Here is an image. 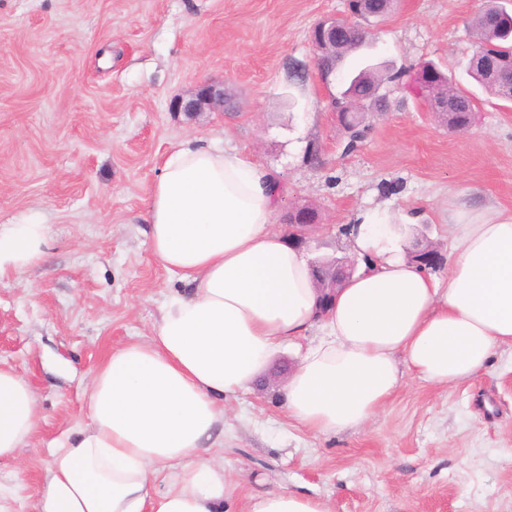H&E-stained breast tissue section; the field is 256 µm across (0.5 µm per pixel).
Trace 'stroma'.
Instances as JSON below:
<instances>
[{"label":"stroma","mask_w":512,"mask_h":512,"mask_svg":"<svg viewBox=\"0 0 512 512\" xmlns=\"http://www.w3.org/2000/svg\"><path fill=\"white\" fill-rule=\"evenodd\" d=\"M482 0H396L345 70L393 65L388 105L348 149L309 33L348 0H0V224H45L49 258L0 278V363L39 395L36 432L0 463V512H32L51 450L86 418L92 370L111 348L147 339L182 290L153 258L146 222L163 155L188 138L235 148L271 169L282 202L316 208L307 255L351 254L342 226L387 212L448 252L452 224L486 207L512 213V104L466 71ZM433 62L472 96L453 131L409 91ZM208 80L234 106L190 117L172 102ZM419 211L420 223L401 216ZM294 352L272 366L286 376ZM260 377L227 403L216 454L239 482L325 499L331 512H512V350L469 382L404 375L366 425L316 437L289 422L280 384Z\"/></svg>","instance_id":"35a3bbf8"}]
</instances>
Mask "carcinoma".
Returning <instances> with one entry per match:
<instances>
[{
  "mask_svg": "<svg viewBox=\"0 0 512 512\" xmlns=\"http://www.w3.org/2000/svg\"><path fill=\"white\" fill-rule=\"evenodd\" d=\"M471 32L476 44V51L495 54L503 59L512 56V41L503 37V33L512 30V13L502 6L501 0H485L482 9L470 22ZM370 45L369 33L353 30L336 22V41L329 44L321 52V65L325 68L341 69V63L352 53ZM397 75H392L384 68L373 65L356 74L344 85L339 97L336 98V108L348 109L352 112L351 123L356 130L366 127L367 113L377 110V104L385 102L380 94L381 87L392 82ZM448 94L456 99L449 106L448 127L463 130L472 117V101L459 87L453 84L448 75H443Z\"/></svg>",
  "mask_w": 512,
  "mask_h": 512,
  "instance_id": "carcinoma-1",
  "label": "carcinoma"
}]
</instances>
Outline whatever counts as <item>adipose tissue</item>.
I'll use <instances>...</instances> for the list:
<instances>
[{
	"mask_svg": "<svg viewBox=\"0 0 512 512\" xmlns=\"http://www.w3.org/2000/svg\"><path fill=\"white\" fill-rule=\"evenodd\" d=\"M279 181L235 149L190 139L164 158L150 197V248L186 293L159 308L150 338L111 349L95 368L87 421L45 470L34 512H226L236 484L210 458L225 401L289 347V417L327 436L369 421L403 372L437 386L479 374L512 348V214L455 224L446 278L410 263L386 217L359 214L353 249L368 257L322 308L304 250L272 231ZM52 248L47 225L0 224V277ZM38 398L0 364V461L18 459ZM247 512H330L319 497L253 495Z\"/></svg>",
	"mask_w": 512,
	"mask_h": 512,
	"instance_id": "adipose-tissue-1",
	"label": "adipose tissue"
}]
</instances>
